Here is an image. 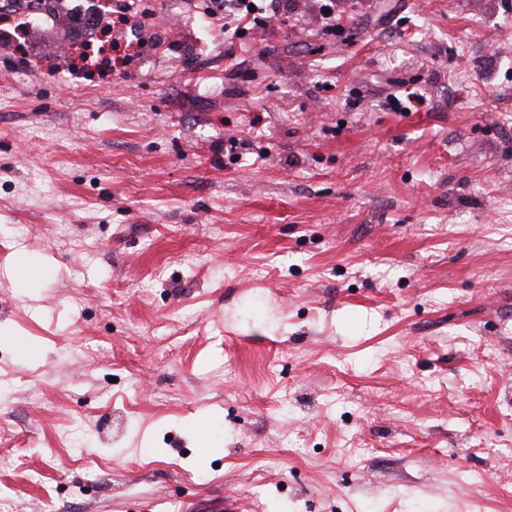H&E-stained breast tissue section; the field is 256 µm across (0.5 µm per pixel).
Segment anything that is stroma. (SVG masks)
<instances>
[{"label":"stroma","instance_id":"35a3bbf8","mask_svg":"<svg viewBox=\"0 0 512 512\" xmlns=\"http://www.w3.org/2000/svg\"><path fill=\"white\" fill-rule=\"evenodd\" d=\"M204 2L0 39V512H512V0ZM208 2L211 6H207V16L217 22L224 20L225 33L231 29L233 23L250 18L259 11L267 14L266 19L273 20L288 14L295 6L288 0H210ZM251 6H254V12L250 11Z\"/></svg>","mask_w":512,"mask_h":512}]
</instances>
